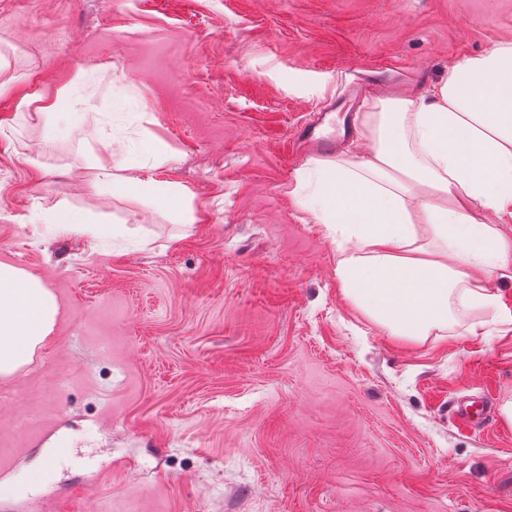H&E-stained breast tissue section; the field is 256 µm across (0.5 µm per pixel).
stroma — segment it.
Here are the masks:
<instances>
[{"label": "stroma", "instance_id": "obj_1", "mask_svg": "<svg viewBox=\"0 0 512 512\" xmlns=\"http://www.w3.org/2000/svg\"><path fill=\"white\" fill-rule=\"evenodd\" d=\"M505 39L512 0H0V262L59 304L0 399V512H512V332L388 336L290 195L323 156L302 127L340 154L373 100ZM71 85L92 109L50 113ZM145 131L138 176L194 222L94 183Z\"/></svg>", "mask_w": 512, "mask_h": 512}]
</instances>
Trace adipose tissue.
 <instances>
[{
    "instance_id": "1",
    "label": "adipose tissue",
    "mask_w": 512,
    "mask_h": 512,
    "mask_svg": "<svg viewBox=\"0 0 512 512\" xmlns=\"http://www.w3.org/2000/svg\"><path fill=\"white\" fill-rule=\"evenodd\" d=\"M353 150L312 161L311 192L294 198L338 235L336 280L344 298L389 336L421 344L455 324L457 308H492L502 333L512 308L490 283L512 280V40L449 65L420 97H385L362 119ZM96 183L180 212L177 188L117 177ZM491 221L476 220L478 212ZM53 293L0 262V377L30 364L53 331Z\"/></svg>"
}]
</instances>
